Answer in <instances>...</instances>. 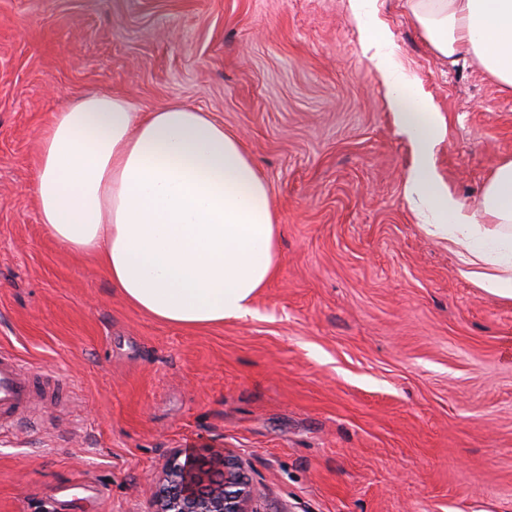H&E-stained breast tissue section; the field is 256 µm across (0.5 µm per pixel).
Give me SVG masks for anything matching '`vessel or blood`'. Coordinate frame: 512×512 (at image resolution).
Wrapping results in <instances>:
<instances>
[{"label": "vessel or blood", "instance_id": "vessel-or-blood-1", "mask_svg": "<svg viewBox=\"0 0 512 512\" xmlns=\"http://www.w3.org/2000/svg\"><path fill=\"white\" fill-rule=\"evenodd\" d=\"M51 376L32 372L17 356L0 353V426L28 420L42 399L58 400Z\"/></svg>", "mask_w": 512, "mask_h": 512}]
</instances>
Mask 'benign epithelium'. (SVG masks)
I'll use <instances>...</instances> for the list:
<instances>
[{"label":"benign epithelium","instance_id":"1","mask_svg":"<svg viewBox=\"0 0 512 512\" xmlns=\"http://www.w3.org/2000/svg\"><path fill=\"white\" fill-rule=\"evenodd\" d=\"M242 461L224 450L180 461L167 460L155 491L154 512H256Z\"/></svg>","mask_w":512,"mask_h":512}]
</instances>
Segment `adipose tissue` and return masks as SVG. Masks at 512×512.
<instances>
[{
  "mask_svg": "<svg viewBox=\"0 0 512 512\" xmlns=\"http://www.w3.org/2000/svg\"><path fill=\"white\" fill-rule=\"evenodd\" d=\"M435 53L468 54L512 88V0H406ZM365 49L396 128L412 146L405 191L429 235L490 266L484 289L512 299V159L500 162L475 206L451 196L433 166L439 123L395 59L383 27ZM41 224L72 251L99 255L133 307L196 328L253 314L275 276L279 226L270 188L239 136L209 113L172 103L145 112L96 92L55 113L32 185Z\"/></svg>",
  "mask_w": 512,
  "mask_h": 512,
  "instance_id": "adipose-tissue-1",
  "label": "adipose tissue"
}]
</instances>
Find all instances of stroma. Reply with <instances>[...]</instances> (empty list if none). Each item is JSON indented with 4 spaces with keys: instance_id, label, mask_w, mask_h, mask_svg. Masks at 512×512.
Listing matches in <instances>:
<instances>
[{
    "instance_id": "35a3bbf8",
    "label": "stroma",
    "mask_w": 512,
    "mask_h": 512,
    "mask_svg": "<svg viewBox=\"0 0 512 512\" xmlns=\"http://www.w3.org/2000/svg\"><path fill=\"white\" fill-rule=\"evenodd\" d=\"M385 26L473 203L512 158V90L432 53L405 0H0V352L66 388L0 428V512H152L165 461L238 455L258 512H512V300L406 198L412 161L363 48ZM241 134L280 224L252 316L128 305L41 224L40 135L90 92Z\"/></svg>"
}]
</instances>
